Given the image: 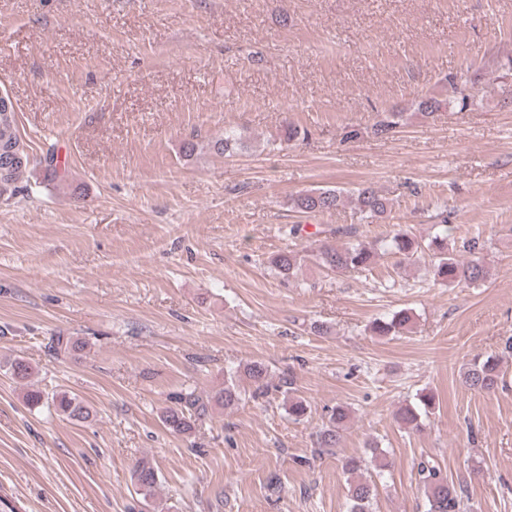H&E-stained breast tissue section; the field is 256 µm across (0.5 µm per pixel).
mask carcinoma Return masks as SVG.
I'll use <instances>...</instances> for the list:
<instances>
[{"label":"carcinoma","mask_w":512,"mask_h":512,"mask_svg":"<svg viewBox=\"0 0 512 512\" xmlns=\"http://www.w3.org/2000/svg\"><path fill=\"white\" fill-rule=\"evenodd\" d=\"M450 84L461 94L462 104L470 99L468 87L473 85L471 76L466 73L450 77ZM401 114L394 113L389 118L378 120L372 127L377 137L389 136L398 125ZM244 147V135L236 131L224 132V137L216 140L212 148L219 154L230 153ZM28 167L12 170L9 180L0 182V197H12L17 191V183ZM355 209L361 219L370 224L384 217L388 212L389 200L376 187L364 184L349 193ZM344 192L339 189L319 188L300 192L290 199V206L303 214H323L336 210L343 202ZM385 247L392 249L414 261L428 259L435 281L448 286L460 284L477 285L492 276V270L483 261L481 254L484 241L476 234L462 244L467 257L462 258L448 251L443 238H435L428 246H423L404 231H397ZM375 248L359 240H350L341 244L320 242L307 254L294 250L281 251L270 258L271 267L285 282L296 277L302 265L310 261L326 272H351L367 269L374 257ZM411 322V316L400 311L392 316L377 318L372 323V331L378 336H396L404 332ZM87 346L84 341L74 340L70 336L59 335L53 340V350L57 354H69ZM245 376L255 386L253 397L269 393V373L261 362H250L241 370L229 371L224 376V386L206 395L195 391H185L171 397V405L162 412L164 426L173 434L186 435L192 432L199 420L210 416L217 407L232 409L242 400L243 391L239 384L240 376ZM498 359L494 356L476 357L466 364L462 382L469 389L491 393L501 381ZM25 400L32 406L47 403L57 414L73 421H82L90 417V409L77 395L67 390H57L47 395L42 390L28 385ZM348 419V409L337 405L328 412L327 420L317 433V446L334 448L340 443L339 430ZM420 484L427 500V512H463V491L448 482L441 470L428 461L418 464ZM137 493L143 501L151 500L158 486L155 467L147 460L138 462L133 472ZM375 487L369 482L358 481L350 485V512H371Z\"/></svg>","instance_id":"1"}]
</instances>
